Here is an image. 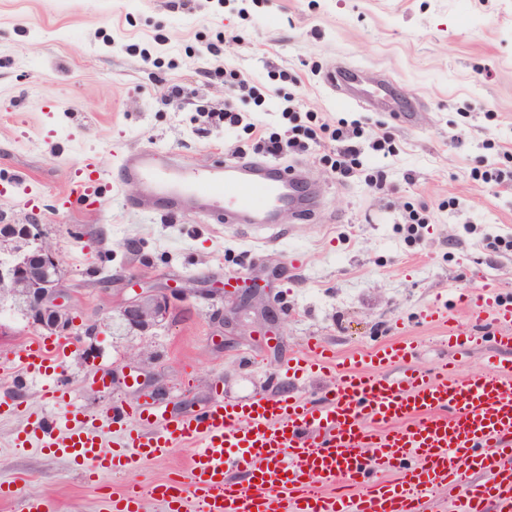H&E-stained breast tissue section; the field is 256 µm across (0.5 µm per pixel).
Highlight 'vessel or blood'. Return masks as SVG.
Masks as SVG:
<instances>
[{"instance_id": "1", "label": "vessel or blood", "mask_w": 512, "mask_h": 512, "mask_svg": "<svg viewBox=\"0 0 512 512\" xmlns=\"http://www.w3.org/2000/svg\"><path fill=\"white\" fill-rule=\"evenodd\" d=\"M379 89L376 111L415 119L389 81ZM122 174L141 189L138 210L162 206L216 224H269L285 210L307 215L318 197L301 170L248 155L197 168L139 146L125 154ZM467 299L473 316L489 317L494 328L495 353L481 374L413 368L416 348L406 340L353 355L342 367L314 340L283 373L298 385L331 373L321 405L295 393L228 399L219 389L210 405L183 416L140 404L106 409L114 438L108 452L81 409L31 414L17 444L69 459L90 482L195 443L185 476L131 490L113 499L112 512H143L148 497L165 512H419L423 498L447 486L457 490L453 512H512V303L486 304L475 289ZM70 346L36 339L11 363L50 378L48 399L63 402L73 394L62 372ZM463 464L480 479H463ZM232 472L246 473L247 483L229 480Z\"/></svg>"}]
</instances>
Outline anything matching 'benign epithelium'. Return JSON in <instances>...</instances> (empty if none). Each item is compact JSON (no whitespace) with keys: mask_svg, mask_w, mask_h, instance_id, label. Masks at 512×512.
<instances>
[{"mask_svg":"<svg viewBox=\"0 0 512 512\" xmlns=\"http://www.w3.org/2000/svg\"><path fill=\"white\" fill-rule=\"evenodd\" d=\"M187 294V288L154 287L124 301L103 324L79 332L70 311L61 262L36 221L0 224V298L27 302L31 326L56 336H93L115 323L130 335L144 336L161 326Z\"/></svg>","mask_w":512,"mask_h":512,"instance_id":"1","label":"benign epithelium"}]
</instances>
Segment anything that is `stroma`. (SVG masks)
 <instances>
[{
	"mask_svg": "<svg viewBox=\"0 0 512 512\" xmlns=\"http://www.w3.org/2000/svg\"><path fill=\"white\" fill-rule=\"evenodd\" d=\"M0 0V214L37 217L58 252L78 326L102 322L141 288L195 284L148 336L104 331L81 337L65 370L81 407L157 402L168 413L203 406L215 382L235 398L266 390L270 373L311 338L337 356L399 338L414 339V364L429 370L448 352L452 318L475 340L459 365L480 373L494 348L474 326L462 292L512 301V0ZM238 41H229V34ZM362 68L364 87L386 74L415 123L365 110L331 90L324 75ZM239 71L266 101L238 102L247 121L283 132L292 96L298 117L331 127L361 125L362 154L348 177L323 160L331 141L283 156L327 187L316 222L282 213L276 226L212 224L199 216L133 204L122 178L131 148L150 145L198 167L252 152L243 128L211 121L228 99L224 72ZM178 84L183 92L168 95ZM389 137L391 153L373 150ZM100 175L96 202L73 198L87 165ZM506 172L501 183L481 171ZM385 189L371 187L375 170ZM427 203V220L410 211ZM300 261H293V254ZM266 317L240 314L219 332L253 281ZM224 287L223 295L207 289ZM17 309L0 308V398L34 411L50 406L41 384L9 371L8 356L37 338ZM109 373L110 391L84 386ZM24 415H0V512L40 496L47 512H107L110 499L183 471L184 442L131 474L88 485L60 456L20 448Z\"/></svg>",
	"mask_w": 512,
	"mask_h": 512,
	"instance_id": "stroma-1",
	"label": "stroma"
}]
</instances>
